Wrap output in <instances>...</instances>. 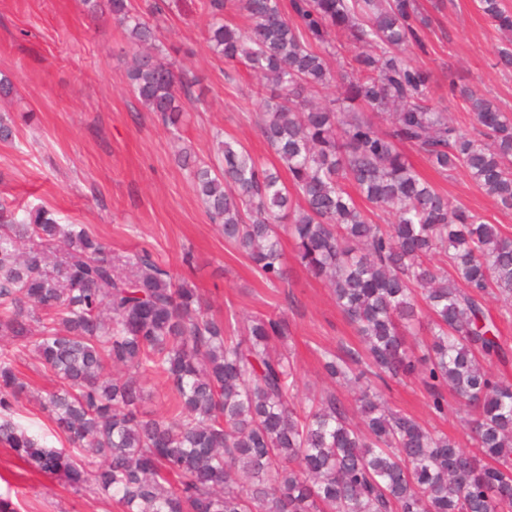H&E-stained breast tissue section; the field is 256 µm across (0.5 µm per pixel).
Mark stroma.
Returning <instances> with one entry per match:
<instances>
[{
  "label": "stroma",
  "mask_w": 512,
  "mask_h": 512,
  "mask_svg": "<svg viewBox=\"0 0 512 512\" xmlns=\"http://www.w3.org/2000/svg\"><path fill=\"white\" fill-rule=\"evenodd\" d=\"M420 2L431 23L423 32L425 49L414 51L412 60L429 73L435 104L447 107L454 125L469 129L468 113L448 97L451 85L465 83L512 113V73L496 65L498 50L512 38L474 0ZM166 3L161 39L178 65L197 77L200 97L176 138L131 93L126 73L133 49L107 13H91L83 0H0V77L16 89L0 100V116L17 130L13 143H0V199L18 212L43 206L63 223L87 225L114 253L152 250L196 284L214 313L281 315L300 390L319 391L327 386L321 352L358 347V337L328 287L300 265L290 264L286 287L264 285L248 261L225 245L192 178L177 165L180 149L205 158L220 137L267 164L276 158L255 122V78L207 46L203 0ZM403 152L452 205L485 216L512 237V211L499 209L465 172L444 178L415 148ZM187 254L188 267L182 263ZM0 345L11 350L14 371L28 386L17 407L19 422L43 444L61 447L39 404L54 387L53 377L31 347L12 340ZM379 390L394 410L469 446L456 402H449L447 414H436L418 378L390 380ZM0 498L18 512H120L111 500L48 478L2 447Z\"/></svg>",
  "instance_id": "obj_1"
}]
</instances>
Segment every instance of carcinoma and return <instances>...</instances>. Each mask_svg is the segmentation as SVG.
<instances>
[{"mask_svg": "<svg viewBox=\"0 0 512 512\" xmlns=\"http://www.w3.org/2000/svg\"><path fill=\"white\" fill-rule=\"evenodd\" d=\"M135 47L131 92L179 128L195 80L159 45L131 0H84ZM249 25L224 22L231 7ZM214 55L240 62L269 95L257 124L279 166L239 143L177 164L224 241L273 288L294 260L331 290L361 348L325 351L321 370L355 389L295 402L296 365L281 318L220 317L194 284L143 250L114 256L79 224L40 206L19 219L0 203V337L33 345L57 386L43 397L69 444H42L14 422L25 385L0 354V444L36 470L115 501L123 512H512V384L487 298L512 313V239L426 181L401 147L440 176L464 170L512 210V116L467 85L450 88L473 132L431 104L413 64L429 18L419 0H207ZM478 10L512 29L505 0ZM344 35L349 55L332 35ZM388 122L386 129L380 123ZM288 177H283L282 173ZM393 216L378 224L377 213ZM427 325L428 339L409 338ZM378 379L418 374L437 414L459 402V446L393 410ZM165 379L167 414L144 410L143 379ZM84 454H100L92 467Z\"/></svg>", "mask_w": 512, "mask_h": 512, "instance_id": "obj_1", "label": "carcinoma"}]
</instances>
